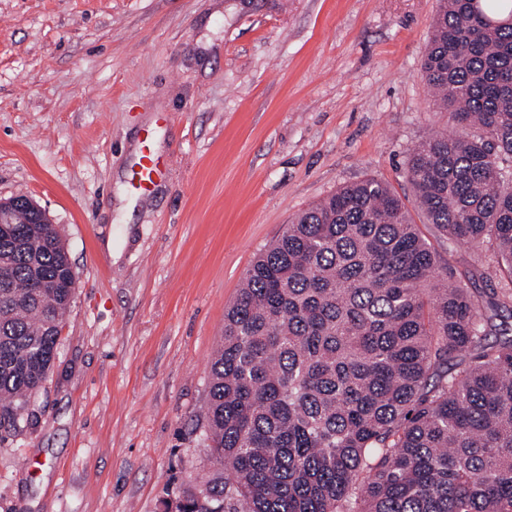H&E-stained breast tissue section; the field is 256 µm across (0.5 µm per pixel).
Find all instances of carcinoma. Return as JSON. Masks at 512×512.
I'll use <instances>...</instances> for the list:
<instances>
[{
  "mask_svg": "<svg viewBox=\"0 0 512 512\" xmlns=\"http://www.w3.org/2000/svg\"><path fill=\"white\" fill-rule=\"evenodd\" d=\"M421 73L467 131L410 149L415 201L512 281V0H439ZM27 220L0 228V442L36 423L74 293L58 229ZM492 279L441 265L373 178L296 215L224 312L213 473L174 512H512V289Z\"/></svg>",
  "mask_w": 512,
  "mask_h": 512,
  "instance_id": "1",
  "label": "carcinoma"
}]
</instances>
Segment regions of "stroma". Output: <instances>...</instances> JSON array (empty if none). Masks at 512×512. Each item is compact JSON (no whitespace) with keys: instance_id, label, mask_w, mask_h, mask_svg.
I'll list each match as a JSON object with an SVG mask.
<instances>
[{"instance_id":"35a3bbf8","label":"stroma","mask_w":512,"mask_h":512,"mask_svg":"<svg viewBox=\"0 0 512 512\" xmlns=\"http://www.w3.org/2000/svg\"><path fill=\"white\" fill-rule=\"evenodd\" d=\"M438 0H0V199L77 282L38 421L0 444V512H164L213 469L224 311L298 213L366 178L414 205L409 149L454 132L421 78ZM157 186L129 179L143 144Z\"/></svg>"}]
</instances>
